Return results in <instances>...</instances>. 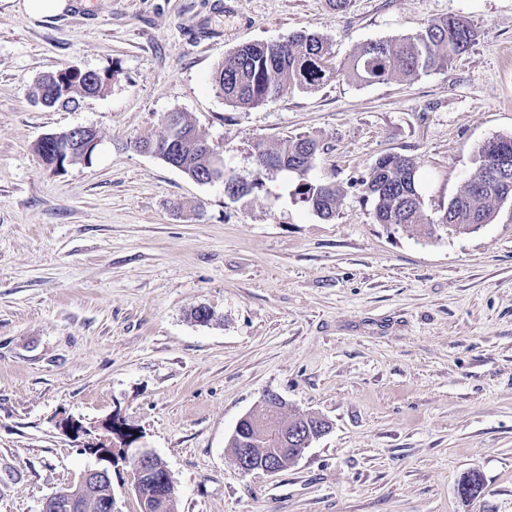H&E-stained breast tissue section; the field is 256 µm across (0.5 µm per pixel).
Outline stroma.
Segmentation results:
<instances>
[{
    "instance_id": "stroma-1",
    "label": "stroma",
    "mask_w": 512,
    "mask_h": 512,
    "mask_svg": "<svg viewBox=\"0 0 512 512\" xmlns=\"http://www.w3.org/2000/svg\"><path fill=\"white\" fill-rule=\"evenodd\" d=\"M448 15L477 37L427 74L258 107L213 84L243 43L305 30L340 65ZM68 67L112 83L35 103ZM172 112L249 180L255 144L315 138L335 218L282 177L233 200L138 151ZM77 126L99 134L91 161L47 167L37 142ZM509 136L512 0H69L45 20L0 0V512H42L114 416L172 474L177 512H512V199L476 232L422 238L376 223L361 187L404 155L438 216L478 148ZM269 390L329 429L278 474L245 473L229 440ZM473 469L485 492L465 501Z\"/></svg>"
}]
</instances>
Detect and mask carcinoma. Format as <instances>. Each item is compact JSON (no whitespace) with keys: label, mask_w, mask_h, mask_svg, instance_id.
I'll use <instances>...</instances> for the list:
<instances>
[{"label":"carcinoma","mask_w":512,"mask_h":512,"mask_svg":"<svg viewBox=\"0 0 512 512\" xmlns=\"http://www.w3.org/2000/svg\"><path fill=\"white\" fill-rule=\"evenodd\" d=\"M476 38L473 23L461 16L434 20L422 30L398 38L368 41L355 48L348 65L335 67L329 43L321 36L306 31L287 38L254 42L239 46L224 58L214 74V85L231 106L257 107L279 99L290 90L314 91L338 76L364 85L386 83L395 75L427 74L451 63L465 53ZM112 74H87L66 68L40 79L33 96L44 94L48 107L67 105L76 96H96L107 89ZM183 133L171 142L163 138L169 149L161 150V159L172 166L184 167L190 178L209 177L211 159L202 146L208 140L195 125L181 116ZM318 147L316 139L299 136L285 143L256 146L260 160L256 161L258 177L246 186L224 184V193L236 200L250 195L262 185L261 177L283 173L295 179L293 196L324 219L336 215L340 193L331 183L309 179L310 161ZM36 149L43 162L61 170L78 160H91L92 154L73 157L59 155L49 140L42 139ZM512 164V136L500 137L484 143L478 150L475 168L460 192L452 197L437 218L424 209V186L417 167L407 157L388 154L374 164L370 176L361 186L367 198L373 201L374 218L379 224H394L419 236L433 237L437 232L466 233L470 224H487L497 203L512 196V181L503 183L492 175L495 163ZM288 432L297 439L307 437L317 418H287ZM231 448H272L269 432L242 424L236 437L229 440ZM154 489L157 496L141 501L142 512H176L175 491L162 483L164 465L154 460ZM112 497L109 484H101L95 495L84 502L81 512H109L107 502Z\"/></svg>","instance_id":"1"}]
</instances>
